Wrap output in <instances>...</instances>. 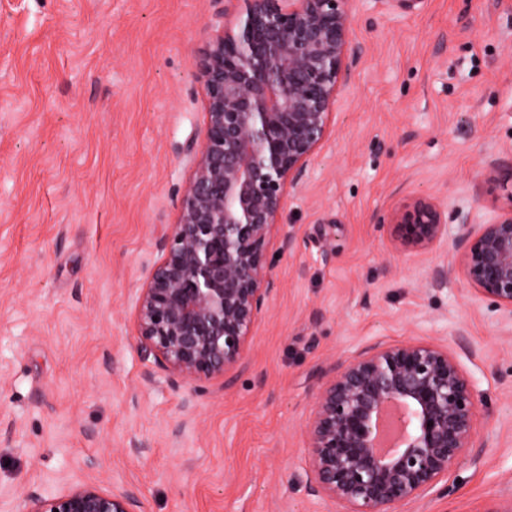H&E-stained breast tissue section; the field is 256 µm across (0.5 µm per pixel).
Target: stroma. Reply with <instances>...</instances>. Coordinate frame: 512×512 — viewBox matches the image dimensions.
Masks as SVG:
<instances>
[{"mask_svg": "<svg viewBox=\"0 0 512 512\" xmlns=\"http://www.w3.org/2000/svg\"><path fill=\"white\" fill-rule=\"evenodd\" d=\"M224 0H0V512L128 490L145 512H341L312 495L323 377L382 341L449 349L476 447L401 512H512V319L444 241L401 245L422 198L485 224L512 181V0H350V75L286 196L243 363L174 389L135 305L205 137L195 77Z\"/></svg>", "mask_w": 512, "mask_h": 512, "instance_id": "stroma-1", "label": "stroma"}]
</instances>
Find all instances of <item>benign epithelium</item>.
I'll return each instance as SVG.
<instances>
[{
	"mask_svg": "<svg viewBox=\"0 0 512 512\" xmlns=\"http://www.w3.org/2000/svg\"><path fill=\"white\" fill-rule=\"evenodd\" d=\"M198 64L204 143L141 289V351L174 385L238 365L270 292L266 246L307 161L325 140L351 55L349 0H244ZM398 242L428 249L448 236L441 208L415 199L390 217ZM457 271L474 295L512 318V206L458 225ZM476 429L471 379L448 350L377 342L321 387L307 424L312 492L345 512H400L465 457ZM23 512H144L128 491L77 485L26 497Z\"/></svg>",
	"mask_w": 512,
	"mask_h": 512,
	"instance_id": "obj_1",
	"label": "benign epithelium"
}]
</instances>
